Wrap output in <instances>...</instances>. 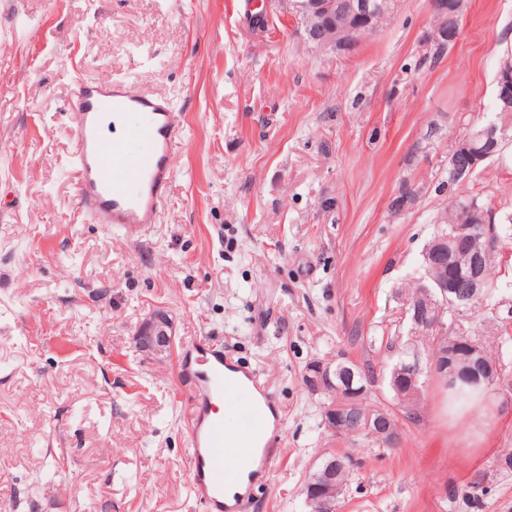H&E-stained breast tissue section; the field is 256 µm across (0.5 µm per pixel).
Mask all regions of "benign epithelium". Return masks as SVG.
Segmentation results:
<instances>
[{
	"mask_svg": "<svg viewBox=\"0 0 512 512\" xmlns=\"http://www.w3.org/2000/svg\"><path fill=\"white\" fill-rule=\"evenodd\" d=\"M296 14L301 16L304 39L315 43L323 49L336 53L346 50L353 41L351 34L360 24L369 22L381 10L382 6L373 4V0H359V3H350L344 14H336V0H297L295 2ZM468 161L459 165L461 175H470L484 161L482 157H475L469 152L468 140H463L458 146ZM470 225L454 224V236L436 237L430 240L424 250L425 261L431 268L444 266L442 257L448 254V242H461L469 235ZM467 278L448 286V280L439 282V293L431 294L427 304L414 306L408 309L411 320V333L418 338L427 334L426 323L423 322L422 312L426 309L434 311L436 320H441L448 312L459 313L468 308L469 303L481 296L486 289L483 276L484 259L480 253L469 256ZM137 348L147 354L159 357L169 353L175 341V332L168 316L162 312H155L149 319L141 324L134 336ZM331 367L315 362L306 375L307 384L314 390H321L332 384ZM423 374L419 351L414 350L409 355V361L398 365L393 370V380L414 383L419 382ZM368 432L377 436L388 444L399 440L395 425L385 415H366L363 424L353 432ZM343 464L340 454H334L326 459L322 466V478L319 485L313 487L309 503L317 512H335L336 502L332 499L333 479L337 467Z\"/></svg>",
	"mask_w": 512,
	"mask_h": 512,
	"instance_id": "obj_1",
	"label": "benign epithelium"
}]
</instances>
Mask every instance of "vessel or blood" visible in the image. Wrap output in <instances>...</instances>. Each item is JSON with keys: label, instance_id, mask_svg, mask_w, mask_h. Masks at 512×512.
<instances>
[{"label": "vessel or blood", "instance_id": "obj_1", "mask_svg": "<svg viewBox=\"0 0 512 512\" xmlns=\"http://www.w3.org/2000/svg\"><path fill=\"white\" fill-rule=\"evenodd\" d=\"M70 107L76 113L80 209L95 223L133 236L157 224L182 137L181 113L167 100L141 94L121 81L78 82ZM195 350L194 362L180 365L190 403V489L204 512H241L243 497L228 504L226 492L242 477L268 473L270 447L282 436V425L263 419L274 402L257 373L226 377L227 359L210 351L206 339H199ZM217 401L243 420L241 432L227 429L223 416L213 414Z\"/></svg>", "mask_w": 512, "mask_h": 512}]
</instances>
